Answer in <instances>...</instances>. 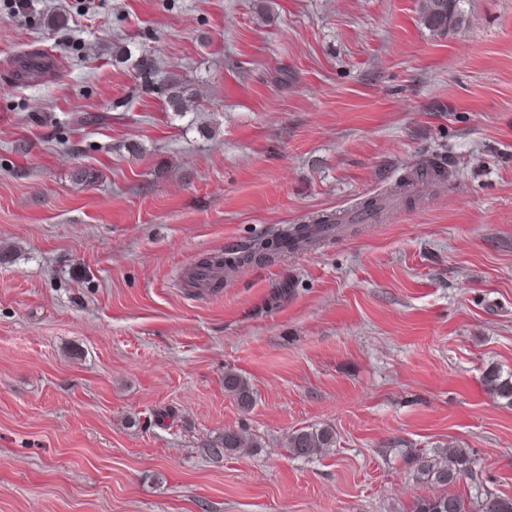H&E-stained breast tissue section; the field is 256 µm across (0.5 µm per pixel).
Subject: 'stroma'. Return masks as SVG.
<instances>
[{"mask_svg": "<svg viewBox=\"0 0 512 512\" xmlns=\"http://www.w3.org/2000/svg\"><path fill=\"white\" fill-rule=\"evenodd\" d=\"M462 8L440 35L418 0H0V512H410L438 491L414 456L451 448L452 492L512 496L482 383L512 372V0ZM35 54L53 70L17 77ZM427 160L444 179L393 196ZM306 426L335 447L291 455ZM228 428L257 447L212 457ZM161 85L162 87L156 86V89L166 94L167 103L173 112H188L189 103H195V94L179 81L161 83ZM342 223V218L333 213L322 215L318 217L314 224H299L292 225L283 229L282 232L277 234L273 241H260L245 250L239 252L235 257H224L223 260L217 261H200L196 270H218L224 268H231L233 266L253 261H262L270 259L267 252L283 251L289 247H304L319 238L331 234L334 230L338 229V224ZM224 390L236 400L242 409H250L255 403L252 385L245 377L234 370L225 371ZM335 435L331 428L303 427L289 433L285 438V448L296 457L312 458L326 448H333Z\"/></svg>", "mask_w": 512, "mask_h": 512, "instance_id": "1", "label": "stroma"}]
</instances>
